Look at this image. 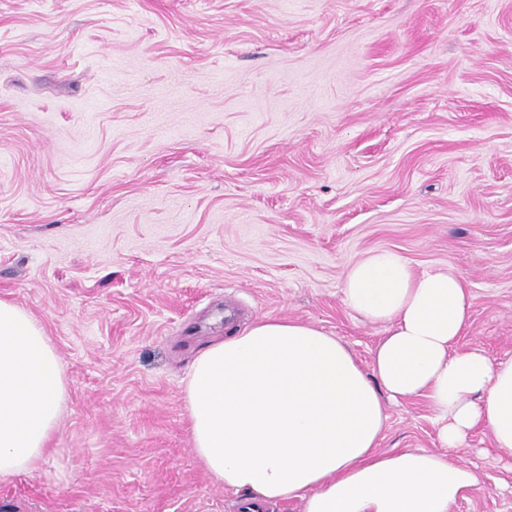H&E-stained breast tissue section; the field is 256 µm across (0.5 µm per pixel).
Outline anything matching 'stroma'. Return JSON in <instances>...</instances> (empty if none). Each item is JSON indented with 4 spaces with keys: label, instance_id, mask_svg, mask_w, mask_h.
I'll use <instances>...</instances> for the list:
<instances>
[{
    "label": "stroma",
    "instance_id": "obj_1",
    "mask_svg": "<svg viewBox=\"0 0 512 512\" xmlns=\"http://www.w3.org/2000/svg\"><path fill=\"white\" fill-rule=\"evenodd\" d=\"M392 250L470 294L459 348L512 357V0H0V299L67 400L0 512H240L197 458L194 358L261 317L385 334L341 301ZM384 451L439 450L422 397ZM449 512H512L482 428Z\"/></svg>",
    "mask_w": 512,
    "mask_h": 512
}]
</instances>
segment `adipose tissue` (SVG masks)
Segmentation results:
<instances>
[{
	"label": "adipose tissue",
	"mask_w": 512,
	"mask_h": 512,
	"mask_svg": "<svg viewBox=\"0 0 512 512\" xmlns=\"http://www.w3.org/2000/svg\"><path fill=\"white\" fill-rule=\"evenodd\" d=\"M344 306L386 326L370 369L315 326L263 317L209 345L184 384L195 452L245 500L304 512H448L472 470L424 449L378 450L387 403L425 397L443 447L484 427L512 451V358L458 350L469 291L449 268L415 273L390 251L348 265ZM67 381L48 336L0 299V480L49 453Z\"/></svg>",
	"instance_id": "ef3b65f1"
}]
</instances>
